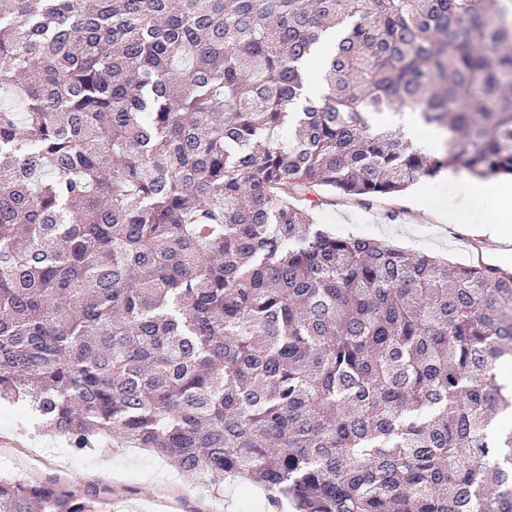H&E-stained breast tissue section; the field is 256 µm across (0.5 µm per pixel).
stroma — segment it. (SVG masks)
<instances>
[{"instance_id":"35a3bbf8","label":"stroma","mask_w":512,"mask_h":512,"mask_svg":"<svg viewBox=\"0 0 512 512\" xmlns=\"http://www.w3.org/2000/svg\"><path fill=\"white\" fill-rule=\"evenodd\" d=\"M447 206L448 179L440 175L370 206L329 199L317 208L316 219L340 234L369 236L450 264L472 262L471 238L426 218L427 212ZM0 459L9 462L17 481L56 479L107 490L105 512H125L146 501L152 512H243L246 499H264L260 489H246L236 481L225 482L219 491L187 483L164 457L118 440L75 455L64 438L35 428L28 413L14 406L0 407Z\"/></svg>"}]
</instances>
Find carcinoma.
I'll return each mask as SVG.
<instances>
[{
  "instance_id": "carcinoma-1",
  "label": "carcinoma",
  "mask_w": 512,
  "mask_h": 512,
  "mask_svg": "<svg viewBox=\"0 0 512 512\" xmlns=\"http://www.w3.org/2000/svg\"><path fill=\"white\" fill-rule=\"evenodd\" d=\"M4 91L0 402L267 512H512V271L308 198L512 176V0H0ZM396 106L445 153L371 122ZM103 505L0 478V512Z\"/></svg>"
}]
</instances>
